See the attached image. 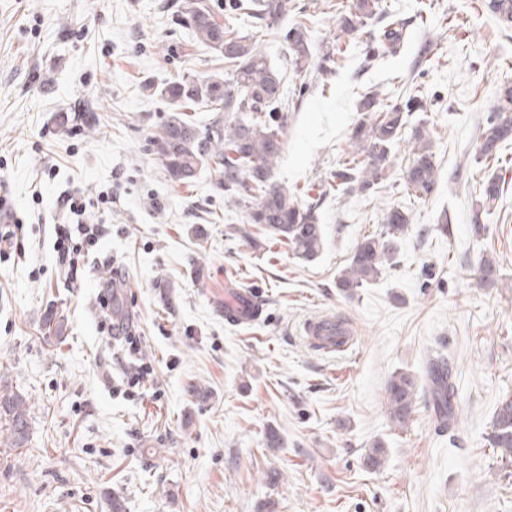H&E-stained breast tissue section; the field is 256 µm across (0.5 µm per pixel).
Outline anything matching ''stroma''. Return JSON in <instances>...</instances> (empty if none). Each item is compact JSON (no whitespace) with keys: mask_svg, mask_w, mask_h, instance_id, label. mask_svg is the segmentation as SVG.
I'll list each match as a JSON object with an SVG mask.
<instances>
[{"mask_svg":"<svg viewBox=\"0 0 512 512\" xmlns=\"http://www.w3.org/2000/svg\"><path fill=\"white\" fill-rule=\"evenodd\" d=\"M174 2L0 0V202L24 221L20 248L0 259V394L28 411L26 445L0 434V512H512V465L486 439L512 396V148L472 159L498 86L512 81V35L481 0H385L390 16L414 20L408 48L367 66L359 33L324 81L295 72L282 39L258 33L287 94L301 96L275 176L321 203L325 246L303 262L227 208L210 170L176 184L146 149L168 109L145 84L218 67L171 24ZM292 3L288 19L306 25L314 50L335 41L337 0ZM428 38L436 54L416 65ZM414 87L436 190L416 199L392 179L371 198L330 188L356 92L391 104ZM496 172L509 186L476 213ZM75 188L104 229V259L78 284L52 252L53 227L68 219L58 201ZM386 206L411 218L395 263L345 298L336 277ZM443 218L447 237L434 230ZM486 254L500 267L493 286L478 278ZM115 277V308L140 335L133 355L97 330L98 295ZM239 288L262 308L245 325L224 316ZM322 314L352 324L348 351L308 348L303 323ZM437 352L457 387V448L424 404L407 428L387 417L390 375L426 385ZM143 363L153 374L128 392ZM270 429L280 447H268ZM377 440L386 454L374 471L363 456Z\"/></svg>","mask_w":512,"mask_h":512,"instance_id":"stroma-1","label":"stroma"}]
</instances>
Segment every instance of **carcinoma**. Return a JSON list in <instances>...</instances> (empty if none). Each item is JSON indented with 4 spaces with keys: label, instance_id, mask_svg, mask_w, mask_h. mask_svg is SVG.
<instances>
[{
    "label": "carcinoma",
    "instance_id": "1",
    "mask_svg": "<svg viewBox=\"0 0 512 512\" xmlns=\"http://www.w3.org/2000/svg\"><path fill=\"white\" fill-rule=\"evenodd\" d=\"M482 6L502 31L512 32V0H482ZM173 7L172 23L189 29L194 42L214 60L224 61L231 74L226 77L217 71L201 78L183 75L147 85L149 95L165 101L172 112L148 137V151L158 156L174 183L189 185L200 170L211 169L217 174V186L224 189V201L241 208L246 223L262 225L268 236L287 244L297 259L315 260L325 243L318 203L301 201L274 175L294 101L284 95L283 76L270 64L255 37L235 31L232 21L244 16L261 31L277 33L294 66L300 70L313 66L326 77L337 73L345 48L333 44L321 54H314L307 27L299 22L286 24L290 0H184ZM218 10L224 11L222 23L216 18ZM381 15L379 0H349L338 17L337 26L346 45L360 31L369 29L365 56L368 64L399 53L407 44L410 22L392 19L374 26ZM192 108H204L216 113V117L201 129L182 114ZM355 111L360 118L350 137L351 151L330 173L328 185L338 191L374 193L390 178L392 150L407 135L411 146L401 185L417 199L428 197L438 177L428 118H419L411 133H406L408 118L415 112L427 111L419 91L389 105L382 104L375 91H364L358 96ZM509 143L512 144V83L505 82L498 86L495 104L476 138L475 155L484 162L495 161ZM502 188L500 176L488 177L476 206L494 205ZM408 224L409 216L404 210L385 209L380 232L362 238L336 277V288L345 297L354 298L393 264ZM428 381L424 395L429 398L437 428L451 433L456 421L455 384L444 355L437 353L430 358ZM386 395L390 422L395 427H406L418 395L414 379L407 373L393 372ZM0 420L11 445L23 447L27 433L23 399L17 395L1 397ZM488 441L498 460L506 465L512 463V397L496 406Z\"/></svg>",
    "mask_w": 512,
    "mask_h": 512
}]
</instances>
